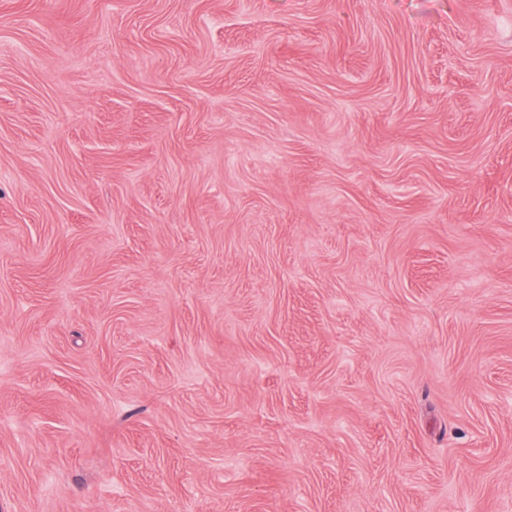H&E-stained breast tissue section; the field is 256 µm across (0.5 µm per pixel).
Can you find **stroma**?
Listing matches in <instances>:
<instances>
[{
  "label": "stroma",
  "mask_w": 512,
  "mask_h": 512,
  "mask_svg": "<svg viewBox=\"0 0 512 512\" xmlns=\"http://www.w3.org/2000/svg\"><path fill=\"white\" fill-rule=\"evenodd\" d=\"M0 512H512V0H0Z\"/></svg>",
  "instance_id": "obj_1"
}]
</instances>
